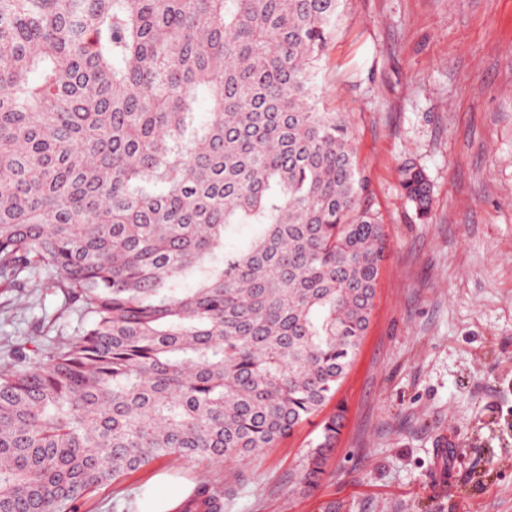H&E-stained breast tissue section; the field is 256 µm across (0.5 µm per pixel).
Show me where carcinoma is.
Here are the masks:
<instances>
[{
  "label": "carcinoma",
  "mask_w": 512,
  "mask_h": 512,
  "mask_svg": "<svg viewBox=\"0 0 512 512\" xmlns=\"http://www.w3.org/2000/svg\"><path fill=\"white\" fill-rule=\"evenodd\" d=\"M338 6L0 0V283L62 296L73 330L0 365V512H73L165 457L243 461L335 397L386 249L349 121L317 103ZM400 188L426 217L425 173ZM235 494L200 481L176 512Z\"/></svg>",
  "instance_id": "cac0c4a2"
}]
</instances>
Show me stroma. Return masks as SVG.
Masks as SVG:
<instances>
[{"label":"stroma","mask_w":512,"mask_h":512,"mask_svg":"<svg viewBox=\"0 0 512 512\" xmlns=\"http://www.w3.org/2000/svg\"><path fill=\"white\" fill-rule=\"evenodd\" d=\"M343 112L387 248L368 330L326 413L318 487L298 481L312 418L243 462L164 458L84 497L118 512L169 484L233 482L225 512H512V0H341L316 74ZM422 169L431 212L401 194ZM0 291V363L60 297Z\"/></svg>","instance_id":"35a3bbf8"}]
</instances>
